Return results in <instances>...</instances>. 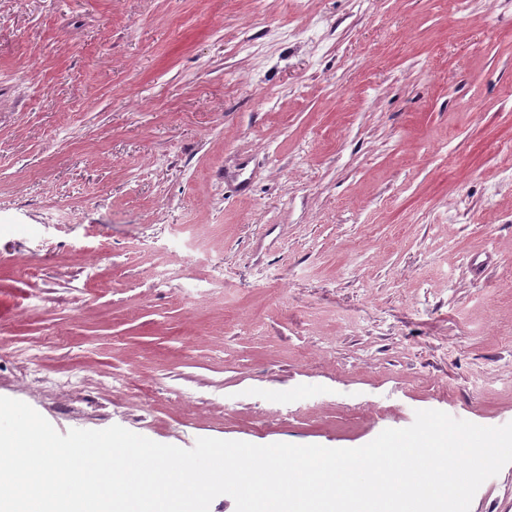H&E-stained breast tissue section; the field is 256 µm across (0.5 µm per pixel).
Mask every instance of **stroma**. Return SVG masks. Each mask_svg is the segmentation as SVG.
Returning <instances> with one entry per match:
<instances>
[{"label":"stroma","instance_id":"obj_1","mask_svg":"<svg viewBox=\"0 0 512 512\" xmlns=\"http://www.w3.org/2000/svg\"><path fill=\"white\" fill-rule=\"evenodd\" d=\"M505 325L512 0H0V396L356 448L512 420Z\"/></svg>","mask_w":512,"mask_h":512}]
</instances>
